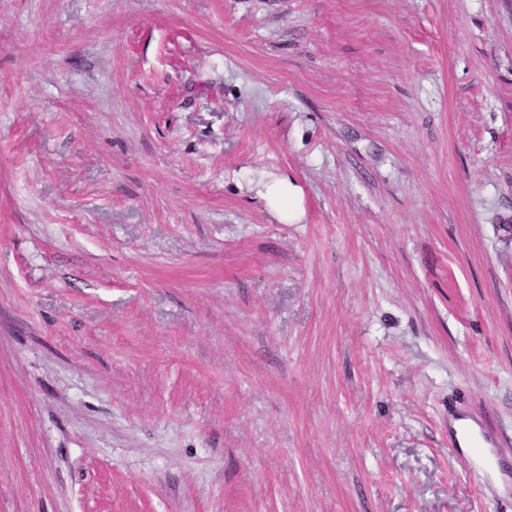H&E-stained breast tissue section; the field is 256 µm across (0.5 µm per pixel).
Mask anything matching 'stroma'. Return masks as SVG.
Returning a JSON list of instances; mask_svg holds the SVG:
<instances>
[{
    "label": "stroma",
    "instance_id": "obj_1",
    "mask_svg": "<svg viewBox=\"0 0 512 512\" xmlns=\"http://www.w3.org/2000/svg\"><path fill=\"white\" fill-rule=\"evenodd\" d=\"M452 411L512 461V0H0V512H512ZM245 187L280 224H299L305 217L302 189L286 172L253 169L244 175ZM451 436L453 437L452 440V448L457 449L459 453L462 455L468 457L471 452L477 459H484L488 454H491L493 457H495L499 463V454L497 452V445L493 439V437L489 434H482L481 439L483 443H475L473 448H471V451H464L460 447V443L456 435L458 434L457 431L453 430L451 427L450 430Z\"/></svg>",
    "mask_w": 512,
    "mask_h": 512
}]
</instances>
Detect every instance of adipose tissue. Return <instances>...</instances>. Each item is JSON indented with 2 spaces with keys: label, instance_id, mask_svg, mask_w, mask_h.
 <instances>
[{
  "label": "adipose tissue",
  "instance_id": "adipose-tissue-1",
  "mask_svg": "<svg viewBox=\"0 0 512 512\" xmlns=\"http://www.w3.org/2000/svg\"><path fill=\"white\" fill-rule=\"evenodd\" d=\"M244 182L278 223L297 224L304 219L302 190L288 173L253 169L246 172Z\"/></svg>",
  "mask_w": 512,
  "mask_h": 512
}]
</instances>
